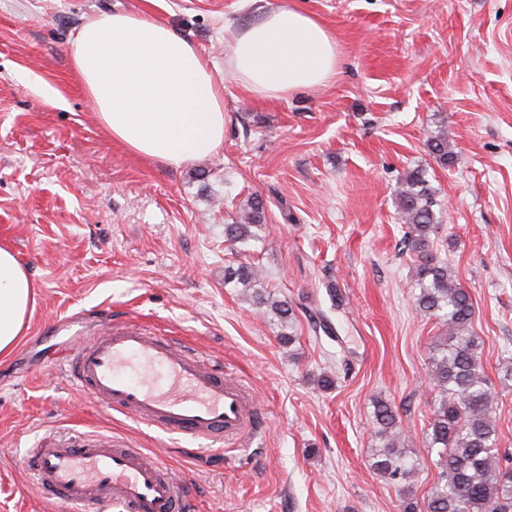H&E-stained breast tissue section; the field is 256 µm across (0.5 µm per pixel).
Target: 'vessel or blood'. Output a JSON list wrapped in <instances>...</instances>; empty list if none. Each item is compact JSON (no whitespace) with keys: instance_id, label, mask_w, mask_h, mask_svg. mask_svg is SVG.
<instances>
[{"instance_id":"vessel-or-blood-1","label":"vessel or blood","mask_w":512,"mask_h":512,"mask_svg":"<svg viewBox=\"0 0 512 512\" xmlns=\"http://www.w3.org/2000/svg\"><path fill=\"white\" fill-rule=\"evenodd\" d=\"M66 372L110 410L166 434L192 440L244 441L261 431L247 386L178 337L147 324L109 319L94 339L68 338ZM39 494L101 512H187L185 485L162 460L118 438L77 441L45 436L27 449Z\"/></svg>"}]
</instances>
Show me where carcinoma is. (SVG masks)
<instances>
[{
	"label": "carcinoma",
	"instance_id": "1",
	"mask_svg": "<svg viewBox=\"0 0 512 512\" xmlns=\"http://www.w3.org/2000/svg\"><path fill=\"white\" fill-rule=\"evenodd\" d=\"M428 149L444 168L454 160L445 129L430 137ZM396 205L405 225L400 250L412 259L420 288L415 304L446 327V335L430 350V379L441 393L428 432L430 448L438 456V481L426 501L405 498L401 512H512V467L502 466L509 453L501 452L492 393L481 366L480 342L471 331L473 303L434 251L440 224L438 202L424 171L404 177ZM264 223L265 206L257 199L239 220L224 226V235L234 244H246L255 237L253 229ZM224 279L248 287L260 282L263 274L255 266L240 265L227 268ZM374 421L384 444L377 450L373 466L394 485L408 483L419 463L399 447L394 406L376 402Z\"/></svg>",
	"mask_w": 512,
	"mask_h": 512
}]
</instances>
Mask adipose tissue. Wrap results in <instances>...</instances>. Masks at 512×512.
Returning <instances> with one entry per match:
<instances>
[{
    "label": "adipose tissue",
    "mask_w": 512,
    "mask_h": 512,
    "mask_svg": "<svg viewBox=\"0 0 512 512\" xmlns=\"http://www.w3.org/2000/svg\"><path fill=\"white\" fill-rule=\"evenodd\" d=\"M70 65L100 126L129 153L169 169L224 149V83L195 43L157 18L98 12L78 30ZM253 97L280 99L336 76L332 31L316 16L285 5L240 29L228 56ZM36 284L0 243V355L25 333Z\"/></svg>",
    "instance_id": "1"
}]
</instances>
